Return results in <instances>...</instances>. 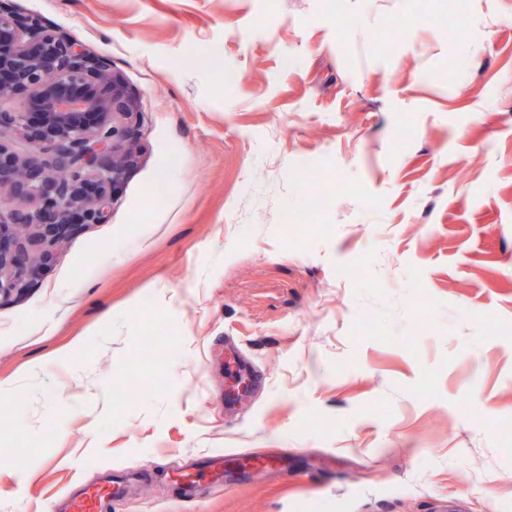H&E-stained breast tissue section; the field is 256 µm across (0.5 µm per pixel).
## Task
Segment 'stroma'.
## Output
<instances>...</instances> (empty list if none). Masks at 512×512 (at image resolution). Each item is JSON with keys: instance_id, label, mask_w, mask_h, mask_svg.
<instances>
[{"instance_id": "obj_1", "label": "stroma", "mask_w": 512, "mask_h": 512, "mask_svg": "<svg viewBox=\"0 0 512 512\" xmlns=\"http://www.w3.org/2000/svg\"><path fill=\"white\" fill-rule=\"evenodd\" d=\"M13 2L143 124L109 222L0 302V512H512V0ZM215 448L271 464L216 494ZM119 496L116 489L112 494H102L99 491H92L81 500L74 504L75 512H105L112 506L111 497L115 499Z\"/></svg>"}]
</instances>
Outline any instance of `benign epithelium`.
<instances>
[{
    "label": "benign epithelium",
    "instance_id": "7a95c632",
    "mask_svg": "<svg viewBox=\"0 0 512 512\" xmlns=\"http://www.w3.org/2000/svg\"><path fill=\"white\" fill-rule=\"evenodd\" d=\"M0 299L62 252L68 229L106 224L112 193L138 158L143 114L112 61L0 0ZM28 141L18 154L5 140Z\"/></svg>",
    "mask_w": 512,
    "mask_h": 512
}]
</instances>
